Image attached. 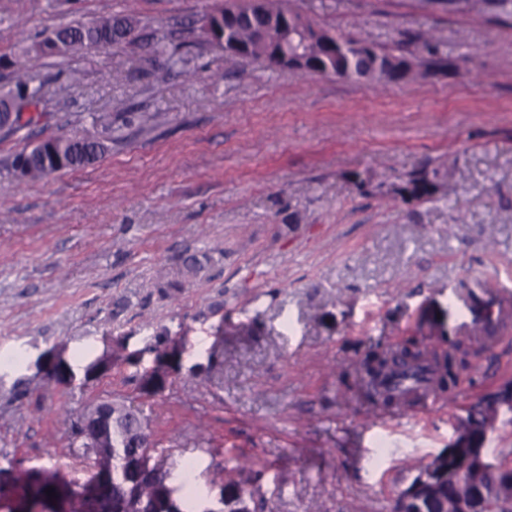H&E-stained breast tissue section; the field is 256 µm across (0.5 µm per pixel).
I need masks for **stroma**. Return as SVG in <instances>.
<instances>
[{"mask_svg": "<svg viewBox=\"0 0 512 512\" xmlns=\"http://www.w3.org/2000/svg\"><path fill=\"white\" fill-rule=\"evenodd\" d=\"M221 0H0V97L42 87L33 138L109 150L42 178L9 166L0 136V467L64 465L71 415L100 399L139 409L173 484L264 512H391L461 417L512 382V324L451 334L448 295L512 288V27L416 0H289L318 27L379 46L436 35L446 75L379 88L228 62L203 15ZM123 14L142 44L40 55L57 26ZM436 172L426 201L400 189ZM208 256L178 299L185 251ZM180 350L144 389L152 346ZM466 354L451 401L420 413L373 406L354 385L369 350ZM64 348L110 368L65 384L37 374ZM191 460L184 472L182 460Z\"/></svg>", "mask_w": 512, "mask_h": 512, "instance_id": "1", "label": "stroma"}]
</instances>
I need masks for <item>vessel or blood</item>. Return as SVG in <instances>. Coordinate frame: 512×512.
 I'll return each instance as SVG.
<instances>
[{
  "label": "vessel or blood",
  "instance_id": "vessel-or-blood-1",
  "mask_svg": "<svg viewBox=\"0 0 512 512\" xmlns=\"http://www.w3.org/2000/svg\"><path fill=\"white\" fill-rule=\"evenodd\" d=\"M449 306L453 315L454 330L494 331L500 319L512 315V290L496 288L492 291L490 301H483L475 292L452 298ZM406 366L396 363L390 369L373 379L372 384L381 391L410 399L419 398V406L428 410L437 407L438 398L433 388L435 370L430 364H423L419 376L409 377L405 374Z\"/></svg>",
  "mask_w": 512,
  "mask_h": 512
}]
</instances>
